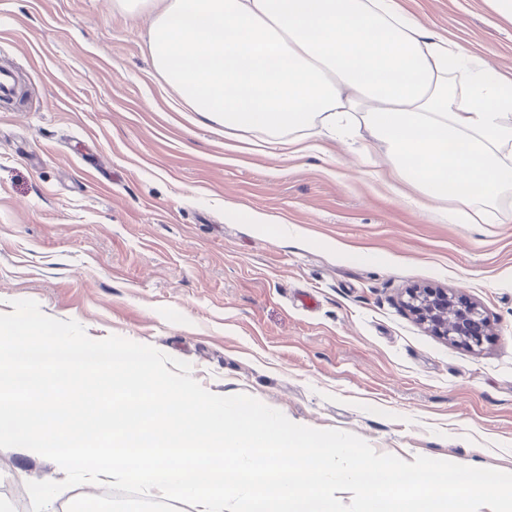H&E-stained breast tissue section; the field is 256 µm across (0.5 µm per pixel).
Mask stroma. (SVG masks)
<instances>
[{
	"mask_svg": "<svg viewBox=\"0 0 512 512\" xmlns=\"http://www.w3.org/2000/svg\"><path fill=\"white\" fill-rule=\"evenodd\" d=\"M400 3L512 80V24L486 0ZM151 25L112 0H0V63L30 91L0 101V313L31 299L295 423L512 472V197L500 223L452 224L358 175L345 137L298 158L231 150L155 78ZM413 286L479 303L482 346L420 324L401 304ZM63 478L0 449V512Z\"/></svg>",
	"mask_w": 512,
	"mask_h": 512,
	"instance_id": "1",
	"label": "stroma"
}]
</instances>
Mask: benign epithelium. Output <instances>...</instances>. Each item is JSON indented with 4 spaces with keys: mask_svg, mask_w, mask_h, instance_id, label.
Wrapping results in <instances>:
<instances>
[{
    "mask_svg": "<svg viewBox=\"0 0 512 512\" xmlns=\"http://www.w3.org/2000/svg\"><path fill=\"white\" fill-rule=\"evenodd\" d=\"M403 304L436 335L471 347L482 345L486 315L479 304L430 287L409 290Z\"/></svg>",
    "mask_w": 512,
    "mask_h": 512,
    "instance_id": "benign-epithelium-1",
    "label": "benign epithelium"
}]
</instances>
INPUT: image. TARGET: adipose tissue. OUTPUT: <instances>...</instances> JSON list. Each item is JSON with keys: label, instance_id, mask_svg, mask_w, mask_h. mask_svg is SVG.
I'll return each instance as SVG.
<instances>
[{"label": "adipose tissue", "instance_id": "obj_1", "mask_svg": "<svg viewBox=\"0 0 512 512\" xmlns=\"http://www.w3.org/2000/svg\"><path fill=\"white\" fill-rule=\"evenodd\" d=\"M150 12L157 75L234 140L318 150L346 132L364 160L451 221L495 224L512 193V81L399 0H115Z\"/></svg>", "mask_w": 512, "mask_h": 512}]
</instances>
